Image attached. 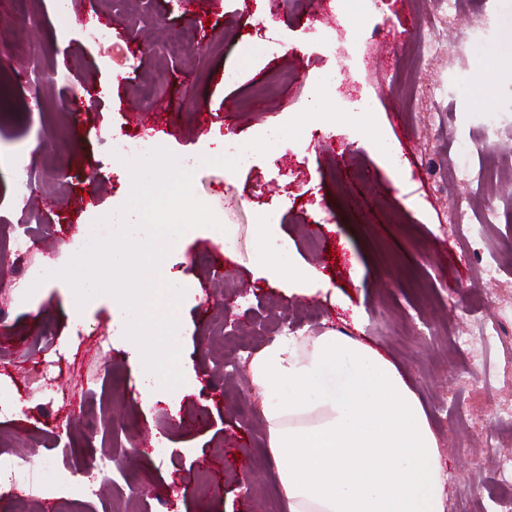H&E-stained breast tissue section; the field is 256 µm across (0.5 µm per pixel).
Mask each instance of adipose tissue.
Segmentation results:
<instances>
[{
	"instance_id": "obj_1",
	"label": "adipose tissue",
	"mask_w": 512,
	"mask_h": 512,
	"mask_svg": "<svg viewBox=\"0 0 512 512\" xmlns=\"http://www.w3.org/2000/svg\"><path fill=\"white\" fill-rule=\"evenodd\" d=\"M252 263L285 289L323 282L272 225H256ZM286 512H445L442 463L405 374L370 342L330 329L282 336L249 366Z\"/></svg>"
}]
</instances>
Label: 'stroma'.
Segmentation results:
<instances>
[{
    "label": "stroma",
    "instance_id": "35a3bbf8",
    "mask_svg": "<svg viewBox=\"0 0 512 512\" xmlns=\"http://www.w3.org/2000/svg\"><path fill=\"white\" fill-rule=\"evenodd\" d=\"M270 4L7 0L0 11V49L39 84L32 91L0 81V149L35 153L46 172L32 184L39 207L24 211L15 202L12 169L0 165V239L24 226L42 244L29 261L40 280L32 296L15 288L0 302L8 309L0 321V396L18 407L0 417V452L20 444L51 459L24 480L28 512H46L53 497L80 500V512H124L128 487L106 483L100 497L84 500L76 486L50 483L104 452L137 480L138 512H284L267 431L252 413L257 394L248 378L215 373L224 348L208 317L224 305L231 325L247 328L260 346L286 314L297 318L294 333L306 336L358 316L361 337L393 359L425 406L448 463L445 512H512V496L502 495L493 479L499 451L482 444L486 431L512 432V339L487 348V382L472 392L455 380L443 334L444 325L469 323L474 297L512 303V265L496 281L474 276L460 241L478 238L488 257L512 251V56L497 58L501 38L480 37L481 18L468 8L425 48L410 30L429 26L433 13L446 11L445 0H364L350 24L361 34L362 55L352 78L373 115L361 121L352 106L334 105L319 125L310 116L312 81L346 59L350 32L337 33L338 55L326 56L310 8L288 0L274 12ZM115 11L125 24L111 26L107 41L88 39L86 28L108 24ZM176 31L190 33L192 43L178 57L164 39ZM269 37L281 43L276 54L240 64L242 45ZM415 57L421 60L415 85L390 92L391 78L404 77ZM479 69L489 88L483 99L469 94ZM161 73L167 82L158 87ZM271 126L290 130L279 148L287 164L275 166L265 150L244 167L210 162L225 138L256 142ZM125 133L154 135L175 156L194 157V194L229 227L222 241L199 228L167 256L169 274L193 286L180 334L194 388L149 403L135 381L141 351L113 325L111 296L99 295L75 321L68 285L42 280L48 265L71 261L93 212L128 199L129 175L110 152L112 136ZM382 135L397 143L401 171L386 163ZM484 138L497 148L504 179L497 196L458 181L470 163L465 142ZM463 190L473 219L458 235L448 207ZM489 210L497 215L491 225L484 221ZM269 212L299 262L327 276V288L289 293L255 274L253 226ZM227 264L233 276L221 273ZM47 331L81 362L78 373H62L51 388L28 348ZM101 336L119 362L110 375L88 354ZM85 385L86 411L103 421L96 435L84 430L85 411H66L62 401ZM465 408L483 419L468 436L453 422ZM146 434L151 451L127 455L129 438ZM164 500L169 510H162Z\"/></svg>",
    "mask_w": 512,
    "mask_h": 512
}]
</instances>
